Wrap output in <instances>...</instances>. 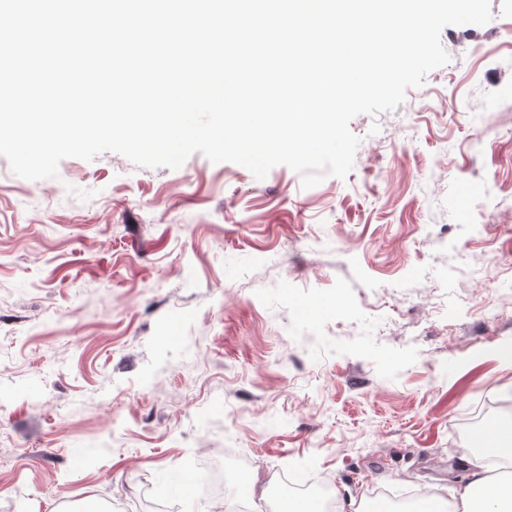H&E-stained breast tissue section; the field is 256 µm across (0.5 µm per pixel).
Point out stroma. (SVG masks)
<instances>
[{"mask_svg": "<svg viewBox=\"0 0 512 512\" xmlns=\"http://www.w3.org/2000/svg\"><path fill=\"white\" fill-rule=\"evenodd\" d=\"M491 11L308 190L199 153L39 181L0 157V512H260L279 474L452 499L469 420L512 396V0Z\"/></svg>", "mask_w": 512, "mask_h": 512, "instance_id": "obj_1", "label": "stroma"}]
</instances>
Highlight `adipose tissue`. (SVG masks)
<instances>
[{
	"mask_svg": "<svg viewBox=\"0 0 512 512\" xmlns=\"http://www.w3.org/2000/svg\"><path fill=\"white\" fill-rule=\"evenodd\" d=\"M456 506L459 512H512V479L500 478L485 457H476L469 481L456 490Z\"/></svg>",
	"mask_w": 512,
	"mask_h": 512,
	"instance_id": "obj_1",
	"label": "adipose tissue"
}]
</instances>
